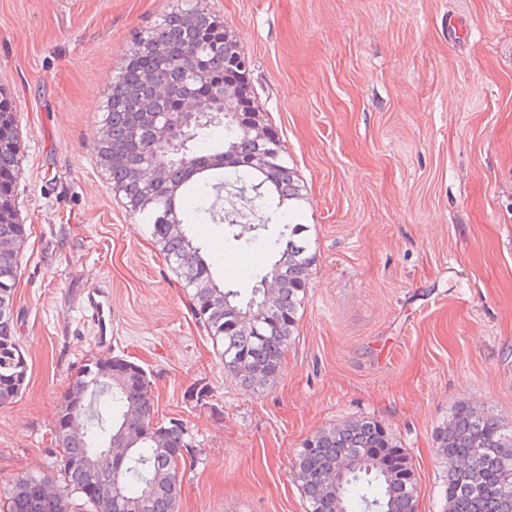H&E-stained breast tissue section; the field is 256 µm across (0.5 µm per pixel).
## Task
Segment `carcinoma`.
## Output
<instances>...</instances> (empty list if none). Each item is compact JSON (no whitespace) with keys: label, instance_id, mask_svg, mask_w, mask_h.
<instances>
[{"label":"carcinoma","instance_id":"cac0c4a2","mask_svg":"<svg viewBox=\"0 0 512 512\" xmlns=\"http://www.w3.org/2000/svg\"><path fill=\"white\" fill-rule=\"evenodd\" d=\"M250 64L237 36L205 0L167 12L139 33L123 58L106 95L98 137L97 160L110 189L125 210L145 224L150 240L186 289L192 311L219 347L227 375L261 392L282 372L288 345L296 336L298 313L316 262V252L299 223L305 199L297 172L284 158L277 127L255 101L244 99L245 73L224 86V67ZM149 85L180 89L207 108L217 96L224 111L239 120L196 124L176 158L161 151L153 120L138 123L134 94ZM161 161L170 177L154 184L133 175L122 162ZM22 177L20 133L9 97L0 92V404L17 398L27 385L29 365L15 335L14 291L28 229L17 217L15 197ZM232 187L244 208L265 231L263 258L252 268L253 286L243 295L220 284L214 261L186 229L184 202L197 200L200 224L233 225L219 210L221 194ZM262 316L261 332L253 321ZM98 361L79 369L64 391L59 419L78 410L73 432L55 428L59 450V493L39 492L40 474L16 480L0 512H99L81 489L90 472L104 474L109 462L101 449L125 455L108 512H179L184 473L171 456L195 442L183 419L178 425L158 417L146 371L116 357L112 376L97 381ZM382 422L360 418L331 424L306 438L292 473L307 512H418L417 479L409 456ZM434 454L444 470V512H512V423L488 409L460 403L439 427Z\"/></svg>","mask_w":512,"mask_h":512}]
</instances>
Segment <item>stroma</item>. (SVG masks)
I'll return each instance as SVG.
<instances>
[{
	"instance_id": "stroma-1",
	"label": "stroma",
	"mask_w": 512,
	"mask_h": 512,
	"mask_svg": "<svg viewBox=\"0 0 512 512\" xmlns=\"http://www.w3.org/2000/svg\"><path fill=\"white\" fill-rule=\"evenodd\" d=\"M252 61L255 99L305 186L316 265L279 379L224 372L186 291L114 197L93 134L131 39L175 0H0V89L20 126L31 234L14 297L26 391L0 405V495L57 471L61 393L87 360L146 370L199 454L179 512H306L305 438L380 420L442 512L432 440L458 402L512 422V0H206ZM188 230L250 285L220 224ZM107 289L112 346L85 315ZM207 387L205 400L192 397Z\"/></svg>"
}]
</instances>
